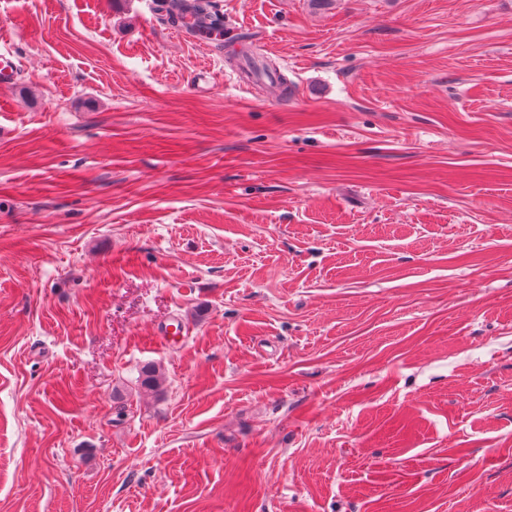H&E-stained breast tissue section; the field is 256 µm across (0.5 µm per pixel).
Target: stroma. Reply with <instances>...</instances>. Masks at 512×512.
Listing matches in <instances>:
<instances>
[{"label": "stroma", "instance_id": "35a3bbf8", "mask_svg": "<svg viewBox=\"0 0 512 512\" xmlns=\"http://www.w3.org/2000/svg\"><path fill=\"white\" fill-rule=\"evenodd\" d=\"M212 2L0 0V512H512V0ZM157 6L173 24L181 22L206 32L224 30V16L214 12L208 0H160Z\"/></svg>", "mask_w": 512, "mask_h": 512}]
</instances>
